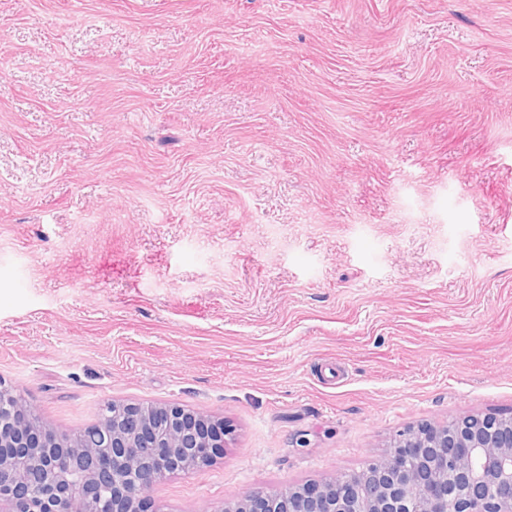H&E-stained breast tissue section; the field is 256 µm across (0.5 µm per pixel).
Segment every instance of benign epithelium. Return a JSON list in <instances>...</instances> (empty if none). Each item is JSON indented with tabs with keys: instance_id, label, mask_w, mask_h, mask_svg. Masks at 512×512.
Segmentation results:
<instances>
[{
	"instance_id": "1",
	"label": "benign epithelium",
	"mask_w": 512,
	"mask_h": 512,
	"mask_svg": "<svg viewBox=\"0 0 512 512\" xmlns=\"http://www.w3.org/2000/svg\"><path fill=\"white\" fill-rule=\"evenodd\" d=\"M28 408L0 381V407ZM97 428L102 446L24 429L0 415V512H153L134 449L161 470L207 466L224 456L231 429L177 405L112 404ZM214 512H512V417L470 414L422 424L364 470L274 493L244 494Z\"/></svg>"
}]
</instances>
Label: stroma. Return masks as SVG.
<instances>
[{
  "label": "stroma",
  "instance_id": "stroma-1",
  "mask_svg": "<svg viewBox=\"0 0 512 512\" xmlns=\"http://www.w3.org/2000/svg\"><path fill=\"white\" fill-rule=\"evenodd\" d=\"M0 380L229 422L157 512L512 415V0H0Z\"/></svg>",
  "mask_w": 512,
  "mask_h": 512
}]
</instances>
